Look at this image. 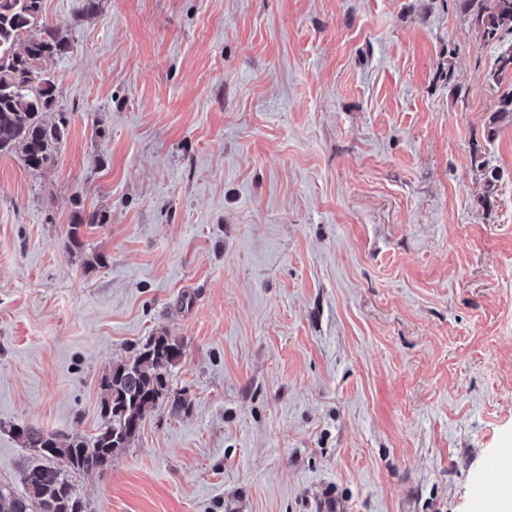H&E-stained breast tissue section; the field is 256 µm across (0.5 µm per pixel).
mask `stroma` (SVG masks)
<instances>
[{"label": "stroma", "mask_w": 512, "mask_h": 512, "mask_svg": "<svg viewBox=\"0 0 512 512\" xmlns=\"http://www.w3.org/2000/svg\"><path fill=\"white\" fill-rule=\"evenodd\" d=\"M81 6L44 0L57 165L0 157V485L165 333L187 408L74 476L87 512H473L512 449L498 47L459 0ZM106 217L98 210H85L84 207H77L73 212L68 236V249L70 251L81 250L84 247L81 232H89L98 224H105Z\"/></svg>", "instance_id": "obj_1"}]
</instances>
